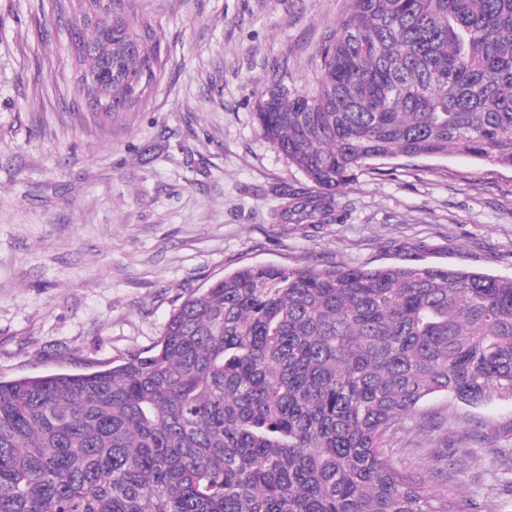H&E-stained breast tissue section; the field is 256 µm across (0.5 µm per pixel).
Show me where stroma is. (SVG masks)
<instances>
[{
  "label": "stroma",
  "instance_id": "stroma-1",
  "mask_svg": "<svg viewBox=\"0 0 512 512\" xmlns=\"http://www.w3.org/2000/svg\"><path fill=\"white\" fill-rule=\"evenodd\" d=\"M165 75L119 119L75 93L78 0H0V378L84 373L152 345L179 305L244 265H431L512 278V168L374 162L319 232L282 227L310 182L260 132L274 81L314 87L312 48L347 0H138ZM394 459L458 458L448 490L512 512V399L430 396Z\"/></svg>",
  "mask_w": 512,
  "mask_h": 512
}]
</instances>
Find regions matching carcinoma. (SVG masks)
I'll return each instance as SVG.
<instances>
[{
  "mask_svg": "<svg viewBox=\"0 0 512 512\" xmlns=\"http://www.w3.org/2000/svg\"><path fill=\"white\" fill-rule=\"evenodd\" d=\"M70 32L128 112L162 77L147 13ZM315 87L256 119L312 184L277 224L336 220L369 162L448 153L512 168V0H349ZM512 398V279L419 265H250L175 309L151 347L85 373L0 380V512H465L387 455L430 395Z\"/></svg>",
  "mask_w": 512,
  "mask_h": 512,
  "instance_id": "1",
  "label": "carcinoma"
}]
</instances>
